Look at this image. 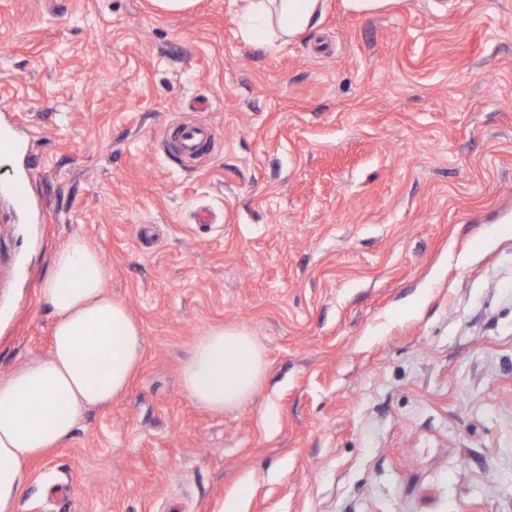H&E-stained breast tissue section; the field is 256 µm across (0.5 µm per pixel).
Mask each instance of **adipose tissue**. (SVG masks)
Segmentation results:
<instances>
[{
  "label": "adipose tissue",
  "mask_w": 512,
  "mask_h": 512,
  "mask_svg": "<svg viewBox=\"0 0 512 512\" xmlns=\"http://www.w3.org/2000/svg\"><path fill=\"white\" fill-rule=\"evenodd\" d=\"M323 0H248L237 17L246 41H292L313 26ZM99 253L71 238L52 258L41 290L56 322L48 358L0 381V512L28 480L30 461L61 447L85 410L127 390L143 355V335L123 302L106 290ZM265 371L263 352L241 329L209 328L182 371L187 396L213 411L241 406Z\"/></svg>",
  "instance_id": "obj_1"
}]
</instances>
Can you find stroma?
<instances>
[{"instance_id": "obj_1", "label": "stroma", "mask_w": 512, "mask_h": 512, "mask_svg": "<svg viewBox=\"0 0 512 512\" xmlns=\"http://www.w3.org/2000/svg\"><path fill=\"white\" fill-rule=\"evenodd\" d=\"M243 6L0 0V106L50 215L0 223V380L49 355L74 236L144 337L14 512H512V0H324L268 45ZM179 119L220 141L187 168ZM219 325L266 363L224 412L181 384Z\"/></svg>"}]
</instances>
